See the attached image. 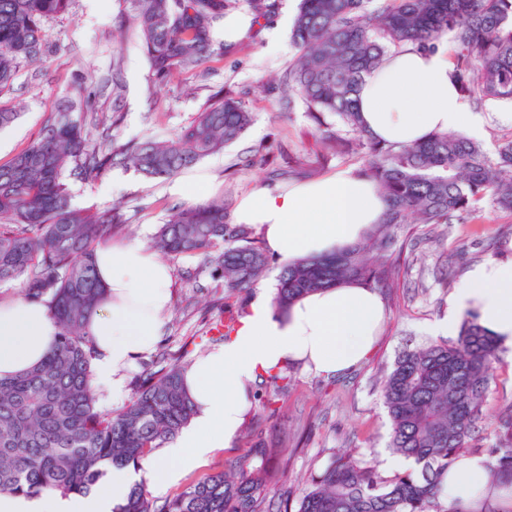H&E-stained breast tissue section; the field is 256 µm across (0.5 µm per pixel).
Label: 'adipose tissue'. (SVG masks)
<instances>
[{
	"instance_id": "adipose-tissue-1",
	"label": "adipose tissue",
	"mask_w": 512,
	"mask_h": 512,
	"mask_svg": "<svg viewBox=\"0 0 512 512\" xmlns=\"http://www.w3.org/2000/svg\"><path fill=\"white\" fill-rule=\"evenodd\" d=\"M452 69L443 46L390 53L360 85L365 129L374 137L405 144L435 131L476 135L479 118L455 86ZM384 210L376 184L355 170L343 169L293 187L257 189L238 204L236 221L258 227L274 256L293 260L357 244ZM96 269L107 297L88 324L98 351L93 371L117 400L124 389L122 369L163 334L161 315L171 301V272L137 240L98 250ZM384 314L379 293L356 283L311 293L284 316L274 313L266 298H259L230 339L185 370L183 383L194 415L174 443L137 467L113 472L94 494L0 493V512H112L135 481L163 488L216 449L230 447L247 405L245 388L259 373L297 362L327 377L351 372L372 354ZM465 314L501 345L512 346V257L472 265L451 293L448 314L433 326V335H455ZM59 332L44 303L0 302V378L37 366L57 343ZM444 493L455 512L512 505V486L479 454L453 464Z\"/></svg>"
}]
</instances>
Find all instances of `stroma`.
Instances as JSON below:
<instances>
[{
	"mask_svg": "<svg viewBox=\"0 0 512 512\" xmlns=\"http://www.w3.org/2000/svg\"><path fill=\"white\" fill-rule=\"evenodd\" d=\"M297 7L298 0H278L275 14L262 19L254 34L225 44L223 53L209 59L207 78L183 73L155 89L147 80L137 34L113 31L118 0H71L68 13L44 25L57 52L32 64L21 63L10 86L0 90V104L20 114L17 121L0 129V165L8 164L38 137L57 104L78 86L95 92L97 112H111L112 62L119 56L123 59V110L112 131L122 140L174 136L220 88L244 95L254 122L240 140L174 178L149 181L134 170L116 166L94 182L72 183L74 204L99 210L120 205L124 225L112 236L116 243L150 242L171 208L201 202L196 185L200 177L210 184L212 196L236 207L246 194L270 186L271 170L299 159L316 161L321 148L318 126L302 103L280 112L276 96L261 89L294 56L290 35ZM477 110L484 117L479 141L484 150L494 152L499 140L512 135V122L502 117L512 105L489 99ZM316 163L318 180L337 169L356 170L361 165L353 155ZM439 231L440 242L420 245L417 260L401 267L399 287L381 289L385 318L376 350L366 363L339 377L292 366V382L276 415L260 413L251 429L240 430L232 447L216 450L180 481L154 492V499L164 501L183 485L227 469L244 454L254 432L274 444L280 430H287L288 465L278 477V486L293 499L336 454L348 449L359 455L385 453L389 424L378 390L382 371L404 346L431 340V325L447 315L449 296L470 265L512 252V217L487 201L478 214H460ZM170 266L173 296L164 315V334L153 351L127 369V387H134L142 372L162 356L175 355L189 364L205 354L210 348L206 332L226 316L222 283L202 259L182 257ZM494 367L497 380L486 396L479 424L483 438L488 437L498 411L512 404V355L501 354Z\"/></svg>",
	"mask_w": 512,
	"mask_h": 512,
	"instance_id": "35a3bbf8",
	"label": "stroma"
}]
</instances>
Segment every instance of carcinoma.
<instances>
[{
  "label": "carcinoma",
  "mask_w": 512,
  "mask_h": 512,
  "mask_svg": "<svg viewBox=\"0 0 512 512\" xmlns=\"http://www.w3.org/2000/svg\"><path fill=\"white\" fill-rule=\"evenodd\" d=\"M120 18L142 40L149 78L161 85L198 71L215 53L213 29L236 0H119ZM70 0H0V90L19 64L49 52L43 23ZM453 35V77L480 104L512 103V0H300L291 29L297 49L280 78L282 109L302 101L325 125L319 157L351 154L386 199L368 247L287 262L276 278L274 304L286 311L302 297L346 280L396 288L404 224H448L489 199L512 215V137L490 156L463 134L434 133L412 145L381 142L362 127L355 95L365 75L391 52L429 48ZM120 61L112 70V111L122 108ZM92 92L79 91L56 109L35 139L0 165V285L22 280V295L47 304L60 340L34 369L0 379V492L27 497L44 491L86 496L114 470L137 466L172 442L193 416L183 390L184 366L158 364L140 375L128 403L104 410L93 382L97 357L85 326L103 300L97 251L123 222L119 207L72 204L69 182H91L114 164L148 180L173 178L237 141L254 115L241 96L217 91L191 122L164 142L121 143L109 133L92 145L86 114ZM336 126L324 124V117ZM173 259L197 256L224 282V307L241 309L270 265L254 228L230 221L224 199L170 210L152 242ZM500 344L474 320L456 343L429 342L397 356L383 372L380 396L390 420L389 449L410 466L387 477L365 455H338L301 492L296 512H455L442 484L449 466L486 452L512 484V404L496 416L492 444H480L477 423L495 383ZM289 367L262 376L252 397L275 411L288 393ZM260 441L234 466L188 484L158 505L145 483L131 486L112 512H289V496L272 470L287 463Z\"/></svg>",
  "instance_id": "obj_1"
}]
</instances>
